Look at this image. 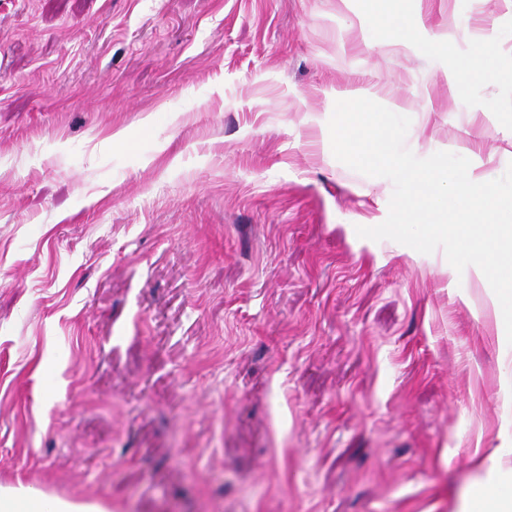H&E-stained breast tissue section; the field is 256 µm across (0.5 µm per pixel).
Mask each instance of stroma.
I'll return each mask as SVG.
<instances>
[{
  "label": "stroma",
  "mask_w": 512,
  "mask_h": 512,
  "mask_svg": "<svg viewBox=\"0 0 512 512\" xmlns=\"http://www.w3.org/2000/svg\"><path fill=\"white\" fill-rule=\"evenodd\" d=\"M492 31L450 91L430 42ZM512 164V0H0V485L112 512H458L512 461L475 266L357 227L358 94Z\"/></svg>",
  "instance_id": "35a3bbf8"
}]
</instances>
